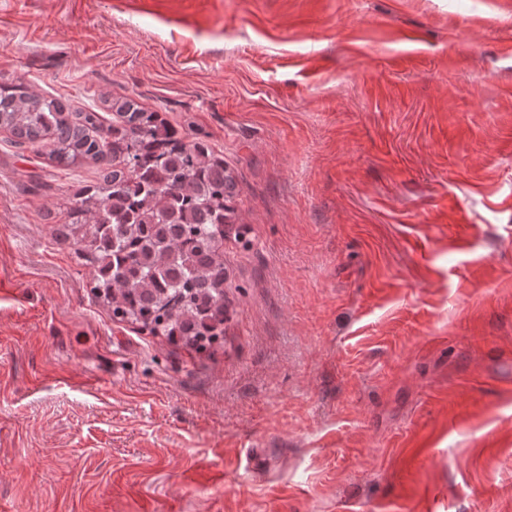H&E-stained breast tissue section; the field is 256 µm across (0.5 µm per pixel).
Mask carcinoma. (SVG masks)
<instances>
[{
    "label": "carcinoma",
    "instance_id": "1",
    "mask_svg": "<svg viewBox=\"0 0 512 512\" xmlns=\"http://www.w3.org/2000/svg\"><path fill=\"white\" fill-rule=\"evenodd\" d=\"M112 123L0 81V127L61 168L102 164L58 225L93 265L112 317L201 350L224 338V225L234 187L224 156L132 97Z\"/></svg>",
    "mask_w": 512,
    "mask_h": 512
}]
</instances>
